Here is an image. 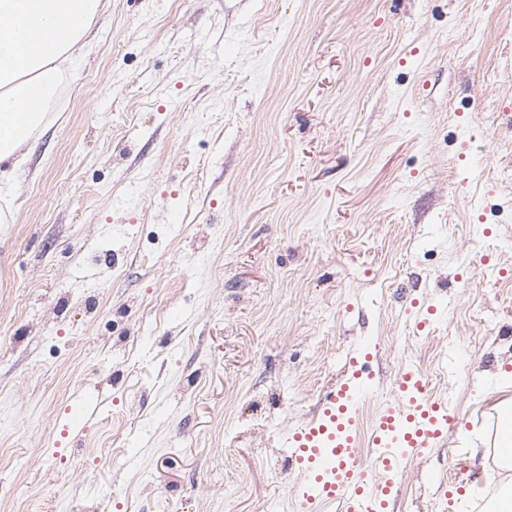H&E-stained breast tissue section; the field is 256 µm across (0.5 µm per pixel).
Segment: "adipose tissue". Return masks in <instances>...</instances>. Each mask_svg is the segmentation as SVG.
Instances as JSON below:
<instances>
[{
    "label": "adipose tissue",
    "instance_id": "1",
    "mask_svg": "<svg viewBox=\"0 0 512 512\" xmlns=\"http://www.w3.org/2000/svg\"><path fill=\"white\" fill-rule=\"evenodd\" d=\"M101 0H0V164L50 120L45 103Z\"/></svg>",
    "mask_w": 512,
    "mask_h": 512
}]
</instances>
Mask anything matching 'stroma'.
I'll list each match as a JSON object with an SVG mask.
<instances>
[{
	"label": "stroma",
	"mask_w": 512,
	"mask_h": 512,
	"mask_svg": "<svg viewBox=\"0 0 512 512\" xmlns=\"http://www.w3.org/2000/svg\"><path fill=\"white\" fill-rule=\"evenodd\" d=\"M101 5L0 196V512H292L365 341L361 447L406 364L460 418L390 512H498L512 0Z\"/></svg>",
	"instance_id": "stroma-1"
}]
</instances>
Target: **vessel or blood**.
Masks as SVG:
<instances>
[{"instance_id":"obj_1","label":"vessel or blood","mask_w":512,"mask_h":512,"mask_svg":"<svg viewBox=\"0 0 512 512\" xmlns=\"http://www.w3.org/2000/svg\"><path fill=\"white\" fill-rule=\"evenodd\" d=\"M349 377L322 399V411L287 439L291 461L301 479L294 491V512H385L403 460L436 447L454 421L445 404L432 401L421 371L404 367L396 382L398 399L377 415L370 456L358 447L353 393L366 370L360 351L347 359Z\"/></svg>"}]
</instances>
